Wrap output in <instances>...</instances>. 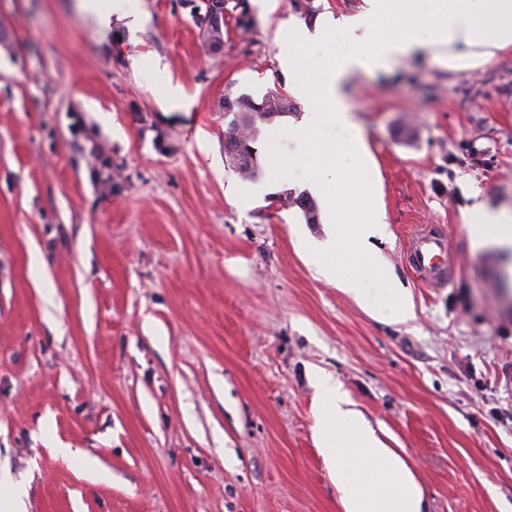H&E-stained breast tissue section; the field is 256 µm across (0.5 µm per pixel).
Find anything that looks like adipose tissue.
<instances>
[{"label": "adipose tissue", "instance_id": "1", "mask_svg": "<svg viewBox=\"0 0 512 512\" xmlns=\"http://www.w3.org/2000/svg\"><path fill=\"white\" fill-rule=\"evenodd\" d=\"M288 37L299 45L329 43L336 31L354 34L351 49L326 57L309 83L294 84L292 94L312 107L303 122L278 130L273 138L275 177L288 175V144L296 142L310 190L322 203L327 239L307 243L303 254L321 278L377 318L394 323L414 319L408 289L383 265L375 240L389 235L374 184L361 173L372 158L349 103L346 86L363 72H383L417 54H425L451 72L490 64L512 52V0H363L351 17L324 15L314 27L288 22ZM353 133L347 144L322 138L324 126ZM355 164L341 165L343 153ZM336 172L327 181L325 170ZM476 226L474 248L512 251V212L480 201L468 211ZM384 284L366 288V277ZM316 390L313 439L342 512H425L423 491L403 454L391 448L331 373L310 372Z\"/></svg>", "mask_w": 512, "mask_h": 512}]
</instances>
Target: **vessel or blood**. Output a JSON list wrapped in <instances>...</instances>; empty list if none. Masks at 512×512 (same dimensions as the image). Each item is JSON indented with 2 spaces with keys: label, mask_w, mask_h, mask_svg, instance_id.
Listing matches in <instances>:
<instances>
[{
  "label": "vessel or blood",
  "mask_w": 512,
  "mask_h": 512,
  "mask_svg": "<svg viewBox=\"0 0 512 512\" xmlns=\"http://www.w3.org/2000/svg\"><path fill=\"white\" fill-rule=\"evenodd\" d=\"M403 258L427 286L443 287L452 278L448 239L438 226L428 225L411 234Z\"/></svg>",
  "instance_id": "b4317fda"
}]
</instances>
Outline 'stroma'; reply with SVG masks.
Listing matches in <instances>:
<instances>
[{"mask_svg": "<svg viewBox=\"0 0 512 512\" xmlns=\"http://www.w3.org/2000/svg\"><path fill=\"white\" fill-rule=\"evenodd\" d=\"M202 0H129L99 32L75 0H0V492L27 512H340L312 435L319 367L405 451L427 512H512V283L473 251L476 197L512 208V53L451 73L427 56L348 88L390 235L376 242L416 318L377 320L316 278L324 237L288 181L224 157L225 94L288 90L317 62L284 20L363 0H229L209 49ZM189 108L163 105L167 84ZM270 184L245 208L229 189ZM456 273L401 260L416 225ZM404 249L405 263L425 285L444 287L452 279L448 239L437 225L416 230Z\"/></svg>", "mask_w": 512, "mask_h": 512, "instance_id": "35a3bbf8", "label": "stroma"}]
</instances>
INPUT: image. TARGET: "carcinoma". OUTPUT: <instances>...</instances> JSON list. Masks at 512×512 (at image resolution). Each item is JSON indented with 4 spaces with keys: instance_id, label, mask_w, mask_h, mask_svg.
I'll list each match as a JSON object with an SVG mask.
<instances>
[{
    "instance_id": "1",
    "label": "carcinoma",
    "mask_w": 512,
    "mask_h": 512,
    "mask_svg": "<svg viewBox=\"0 0 512 512\" xmlns=\"http://www.w3.org/2000/svg\"><path fill=\"white\" fill-rule=\"evenodd\" d=\"M296 110L288 95L278 89L269 90L261 100L241 94L235 98L233 109H224V113L233 115L224 131V140L230 141L243 150L259 157L255 147L259 133V125L269 122L272 118L282 117ZM284 203L294 204L303 209L305 220L315 218L314 202L305 194L294 195L291 192L281 194Z\"/></svg>"
}]
</instances>
